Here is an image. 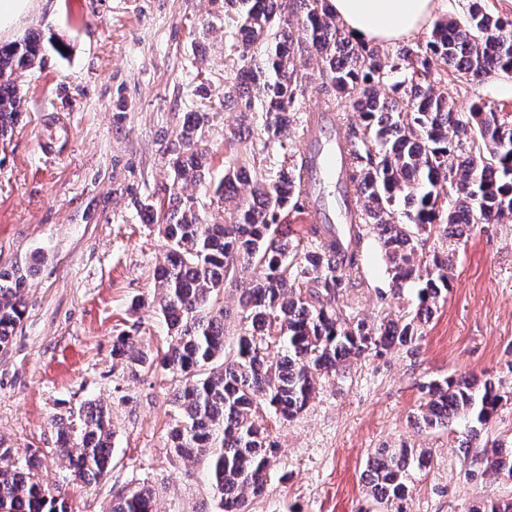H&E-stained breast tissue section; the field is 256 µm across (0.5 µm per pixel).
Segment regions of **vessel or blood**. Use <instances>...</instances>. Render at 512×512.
<instances>
[{
    "mask_svg": "<svg viewBox=\"0 0 512 512\" xmlns=\"http://www.w3.org/2000/svg\"><path fill=\"white\" fill-rule=\"evenodd\" d=\"M344 142L345 136L336 123L335 113H307L302 152L307 163L306 178L314 194L303 221L320 225L324 238L329 241L334 238L332 226L336 220L337 206L350 204L354 199L352 186L339 179L342 159L334 151L335 145ZM332 182L338 185V198L334 201L319 193L324 184Z\"/></svg>",
    "mask_w": 512,
    "mask_h": 512,
    "instance_id": "b4317fda",
    "label": "vessel or blood"
}]
</instances>
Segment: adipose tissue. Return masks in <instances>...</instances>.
<instances>
[{"instance_id":"obj_1","label":"adipose tissue","mask_w":512,"mask_h":512,"mask_svg":"<svg viewBox=\"0 0 512 512\" xmlns=\"http://www.w3.org/2000/svg\"><path fill=\"white\" fill-rule=\"evenodd\" d=\"M439 0H329L334 15L361 42L413 38L435 16Z\"/></svg>"}]
</instances>
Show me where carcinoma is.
Returning <instances> with one entry per match:
<instances>
[{
  "label": "carcinoma",
  "instance_id": "1",
  "mask_svg": "<svg viewBox=\"0 0 512 512\" xmlns=\"http://www.w3.org/2000/svg\"><path fill=\"white\" fill-rule=\"evenodd\" d=\"M237 10V37L227 49L235 82L224 90L243 119L264 116L258 137L285 150L275 175L252 156L249 169L228 166L212 185L224 221L209 222L195 198H172L156 227L167 241L154 272L157 310L171 340L161 365L176 377L178 420L169 431L170 451L205 459L222 512H246L248 496L264 492L278 449L263 414L290 421L315 394V375L338 374L347 362L374 350L407 346L418 326L450 287L448 250L428 254L434 229L448 238L458 224L512 222V116L481 98L460 112L447 88L430 81L432 61L443 64L439 81L479 85L512 74V16L494 13L488 0H467L462 20L438 21L423 42L390 51L354 42L329 10L328 0H225ZM299 8L306 37L288 34V16ZM40 42L0 46V137L20 112L13 72L31 67ZM316 61L320 88L347 122L346 171L357 197L356 215L341 228L342 247L324 245L312 226L306 242L280 230L286 212L306 207L305 164L292 139L294 104L311 86L298 62ZM388 89L392 96L383 97ZM207 113L183 123L178 149L168 160L174 180L199 182L207 152L199 141ZM404 204L395 223L393 206ZM389 265L391 295L379 293L389 312L369 323L347 313L340 297L363 283L370 239ZM417 286V309L391 306L407 284ZM235 286L240 329L226 348L225 285ZM23 278L0 271V348L23 315ZM115 358L144 363L137 336H116ZM425 403L414 416L420 430L466 420L467 436L489 423L503 395L494 382L466 378L421 387ZM59 451L75 479L90 484L107 469L112 424L106 408L88 401L77 413L53 419ZM429 461L417 448H379L368 462L367 492L384 512H407L411 470ZM483 473L512 477V448L492 444L477 459ZM39 460L24 465L12 448L0 447V512H68L66 502L38 477ZM111 512H157L153 488L137 482L118 492ZM469 512H512V499L489 500Z\"/></svg>",
  "mask_w": 512,
  "mask_h": 512
}]
</instances>
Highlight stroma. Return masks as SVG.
<instances>
[{
    "instance_id": "1",
    "label": "stroma",
    "mask_w": 512,
    "mask_h": 512,
    "mask_svg": "<svg viewBox=\"0 0 512 512\" xmlns=\"http://www.w3.org/2000/svg\"><path fill=\"white\" fill-rule=\"evenodd\" d=\"M236 25L224 0H33L13 41L40 37L43 56L15 75L24 100L0 140V270L24 277V314L0 350V442L36 454L39 476L69 512H109L128 484L153 485L159 512H216L201 463L176 458L167 431L175 381L160 366L113 358L112 338L138 334L150 357L168 327L153 305L166 243L152 210L195 197L206 219L224 211L209 183L248 152L224 150L242 123L224 103L225 54ZM459 111L482 98L512 113V78L449 83ZM205 112L203 182L174 183L167 162L188 114ZM451 288L412 346L392 347L320 379L292 420L270 423L278 449L250 512H377L366 491L376 449H426L407 512H468L512 498V479L468 476L486 442L512 441V223L464 227ZM364 284L348 313L379 321L389 289L385 256L370 243ZM492 380L504 397L470 448L463 426L418 430L421 387L447 377ZM90 400L110 414L112 462L91 485L73 480L53 418Z\"/></svg>"
}]
</instances>
